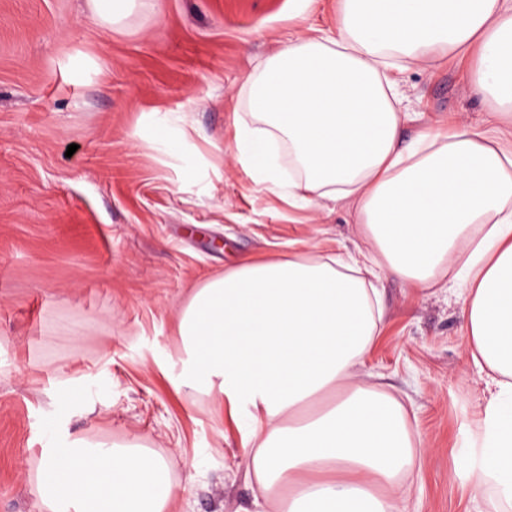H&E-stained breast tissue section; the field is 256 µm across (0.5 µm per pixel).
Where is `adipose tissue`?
<instances>
[{"label":"adipose tissue","mask_w":512,"mask_h":512,"mask_svg":"<svg viewBox=\"0 0 512 512\" xmlns=\"http://www.w3.org/2000/svg\"><path fill=\"white\" fill-rule=\"evenodd\" d=\"M475 54L483 125L402 143L396 63ZM235 117L242 165L287 185L288 202L354 207L386 274L425 290L457 270L475 367L487 371L477 480L512 512V0H341L335 33L282 43L244 80ZM294 175L283 178L280 155ZM353 253L246 259L196 287L178 331L185 386L219 387L247 426V469L277 512H399L418 445L400 403L355 382L379 333Z\"/></svg>","instance_id":"obj_1"}]
</instances>
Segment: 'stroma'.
I'll return each instance as SVG.
<instances>
[{"instance_id":"1","label":"stroma","mask_w":512,"mask_h":512,"mask_svg":"<svg viewBox=\"0 0 512 512\" xmlns=\"http://www.w3.org/2000/svg\"><path fill=\"white\" fill-rule=\"evenodd\" d=\"M121 25L91 0H0V512H42L41 420L59 389L105 383L68 411L62 440L135 442L163 457L168 512H247L242 431L219 392L176 388L177 311L190 288L248 256L369 252L353 211L288 206L236 156L245 75L283 41L336 27L338 0H143ZM472 61L409 66L401 128L482 123ZM182 127L154 141V116ZM76 145L68 153V145ZM224 246L211 247L214 237ZM384 316L355 380L394 395L419 433L404 512H493L478 484L485 381L453 272L418 292L389 276Z\"/></svg>"}]
</instances>
